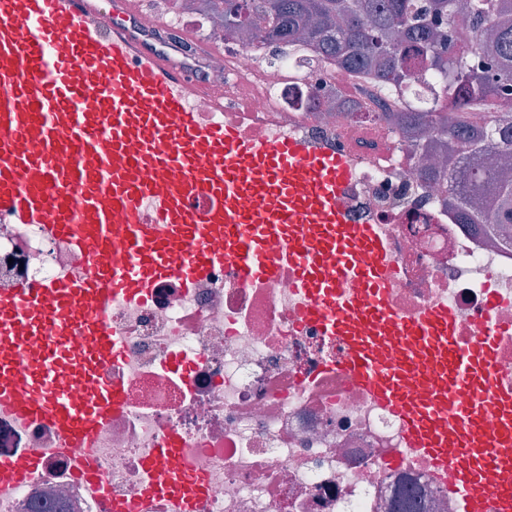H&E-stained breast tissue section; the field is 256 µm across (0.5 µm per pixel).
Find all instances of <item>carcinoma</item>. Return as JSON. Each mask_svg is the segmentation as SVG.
<instances>
[{"mask_svg": "<svg viewBox=\"0 0 512 512\" xmlns=\"http://www.w3.org/2000/svg\"><path fill=\"white\" fill-rule=\"evenodd\" d=\"M222 34L290 52L305 48L409 87L425 72L446 82L426 110L396 112L413 148L448 151L422 177L447 180L463 224L512 225V172L485 159L512 158V116L473 110L512 92V0H211Z\"/></svg>", "mask_w": 512, "mask_h": 512, "instance_id": "carcinoma-1", "label": "carcinoma"}]
</instances>
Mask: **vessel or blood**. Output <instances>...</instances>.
<instances>
[{
  "label": "vessel or blood",
  "mask_w": 512,
  "mask_h": 512,
  "mask_svg": "<svg viewBox=\"0 0 512 512\" xmlns=\"http://www.w3.org/2000/svg\"><path fill=\"white\" fill-rule=\"evenodd\" d=\"M148 39L141 0H0V216L66 239L88 268L0 291V410L90 445L122 401L87 388L122 353L104 323L112 301L229 261L249 280L285 266L306 319L336 338L349 377L399 418L460 512H512V389L496 382L493 334L463 342L444 307L391 311L382 243L339 203L349 158L204 120V84ZM350 277L361 295L346 292ZM173 458L157 449L160 476L140 495L193 512L202 489ZM44 466L37 453L1 458L0 489Z\"/></svg>",
  "instance_id": "obj_1"
}]
</instances>
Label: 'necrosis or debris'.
I'll return each mask as SVG.
<instances>
[{
    "label": "necrosis or debris",
    "instance_id": "4bbe7bcc",
    "mask_svg": "<svg viewBox=\"0 0 512 512\" xmlns=\"http://www.w3.org/2000/svg\"><path fill=\"white\" fill-rule=\"evenodd\" d=\"M164 18L157 43L193 30L208 37L205 8L151 0ZM207 96L224 99V122L263 143L294 136L347 155L353 174L340 204L373 225L387 246L383 276L390 309L408 318L450 310L465 341L498 337L495 376L512 387V237L461 224L441 185L419 177L421 153L388 115L428 107L437 78L423 74L393 98L365 73L315 52L273 53L236 38L223 55L191 58ZM67 240L36 224L0 221V290L85 276ZM307 300L289 269L274 280H242L234 266L209 269L192 285L157 282L142 301L113 302L110 333L123 357L100 380L121 389L87 448H68L44 421L0 413V456L40 453L44 469L0 490V512H110L111 498H133L152 479L145 462L176 442L175 465L205 484L194 512H392L411 481L424 512H459L447 483L404 445L400 420L352 383L345 353L304 316ZM90 465L109 488L100 495L76 476Z\"/></svg>",
    "mask_w": 512,
    "mask_h": 512
}]
</instances>
